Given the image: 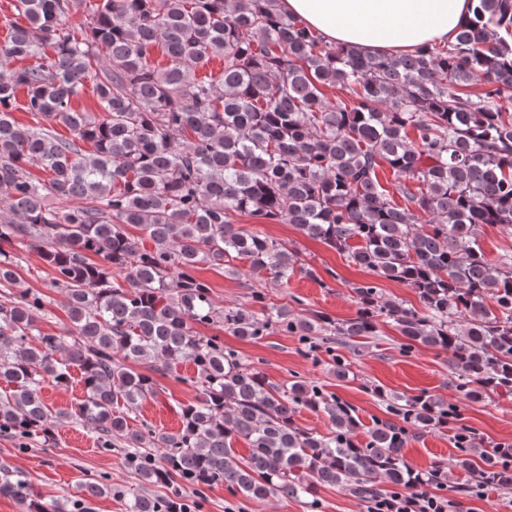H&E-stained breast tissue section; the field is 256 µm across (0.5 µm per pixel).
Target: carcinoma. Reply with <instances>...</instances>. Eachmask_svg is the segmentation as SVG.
I'll return each mask as SVG.
<instances>
[{
  "instance_id": "carcinoma-1",
  "label": "carcinoma",
  "mask_w": 512,
  "mask_h": 512,
  "mask_svg": "<svg viewBox=\"0 0 512 512\" xmlns=\"http://www.w3.org/2000/svg\"><path fill=\"white\" fill-rule=\"evenodd\" d=\"M279 2L11 0L26 25L0 45V245L41 254L70 328L41 333L47 295L14 292L15 252L0 248V380L10 386L0 434L20 452L55 444L70 424L105 452L120 437L129 473L178 487L171 497L133 492L127 512H181L190 500L179 490L216 484L313 509L325 487L368 505L448 479L445 467L417 470L403 454L410 431L454 418L440 398L394 396L390 417L361 441L354 406L313 383L271 381L197 325L250 340L277 330L310 356L318 337L367 339L390 323L404 348L448 352L468 399L512 394V253L490 259L479 244L482 225L512 227V111L501 104L512 90V0H472L453 41L400 56L329 43ZM157 47L164 67L149 62ZM213 56L220 75L197 77ZM89 81L99 116L72 106ZM336 86L354 102H327L321 88ZM18 89L41 124L13 119ZM384 165L401 176L402 206L379 181ZM241 216L294 225L412 288L421 308L373 281L352 286L358 309L341 323L296 315L260 291L252 308L216 305L196 276L201 264L238 274L229 263L244 261L285 283L297 270L317 278L295 252L237 224ZM328 356L330 373L348 378L346 358ZM184 362L199 395L173 405L180 428L130 425L165 391L153 374ZM75 369L85 398L51 413L42 385H67ZM301 408L325 415L329 432L299 426ZM454 466L512 489V444L487 452L482 467L466 457ZM110 494L112 485L87 479L47 510L26 473L0 465V496L30 512H91Z\"/></svg>"
}]
</instances>
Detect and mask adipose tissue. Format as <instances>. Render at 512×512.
I'll list each match as a JSON object with an SVG mask.
<instances>
[{"label":"adipose tissue","mask_w":512,"mask_h":512,"mask_svg":"<svg viewBox=\"0 0 512 512\" xmlns=\"http://www.w3.org/2000/svg\"><path fill=\"white\" fill-rule=\"evenodd\" d=\"M327 40L370 55H397L454 37L470 0H280Z\"/></svg>","instance_id":"1"}]
</instances>
